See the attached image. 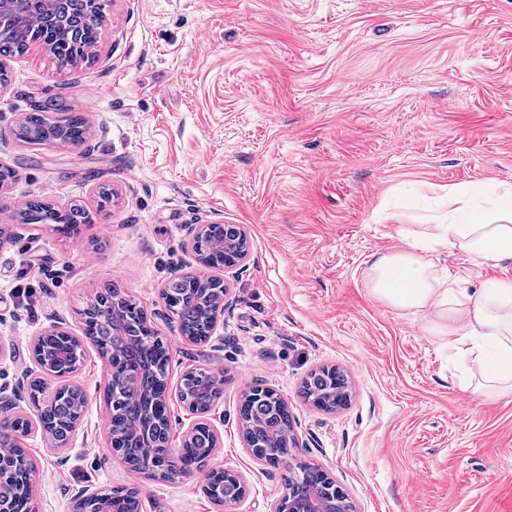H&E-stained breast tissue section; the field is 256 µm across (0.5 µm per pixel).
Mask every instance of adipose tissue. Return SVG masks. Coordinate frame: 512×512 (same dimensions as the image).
<instances>
[{
	"label": "adipose tissue",
	"instance_id": "ef3b65f1",
	"mask_svg": "<svg viewBox=\"0 0 512 512\" xmlns=\"http://www.w3.org/2000/svg\"><path fill=\"white\" fill-rule=\"evenodd\" d=\"M486 204L469 189L448 191V207L429 236L403 233L399 246L374 255L366 279L378 300L420 317L448 347L481 362L477 395L490 399L512 391V281H494L470 293L436 276L431 254L455 248L476 266L512 262V184L492 190Z\"/></svg>",
	"mask_w": 512,
	"mask_h": 512
}]
</instances>
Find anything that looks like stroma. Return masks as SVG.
Returning <instances> with one entry per match:
<instances>
[{
	"label": "stroma",
	"instance_id": "1",
	"mask_svg": "<svg viewBox=\"0 0 512 512\" xmlns=\"http://www.w3.org/2000/svg\"><path fill=\"white\" fill-rule=\"evenodd\" d=\"M93 62L66 69L41 44L0 68V390L34 427L39 512H69L86 486L130 479L112 450L109 365L86 344L72 384L80 427L57 447L36 429L31 344L55 318L83 335L81 312L111 286L136 297L167 341L171 447L193 417L176 395L203 367L223 382L208 419L214 465L240 473L234 512H274L283 470L242 439V394L288 404L292 464L321 466L356 512H512V395L482 400L448 340L371 294L374 254L433 223L453 186L512 183V0H105ZM77 111L74 147H33L16 126L32 105ZM113 195L100 206L98 191ZM92 215L78 235L17 223L32 198ZM243 228L248 254L227 278L224 325L186 342L160 297L195 269L198 225ZM436 269L472 291L512 265L472 266L455 250ZM348 373L350 401L326 412L300 394L312 371ZM144 512H218L200 475L140 478Z\"/></svg>",
	"mask_w": 512,
	"mask_h": 512
}]
</instances>
